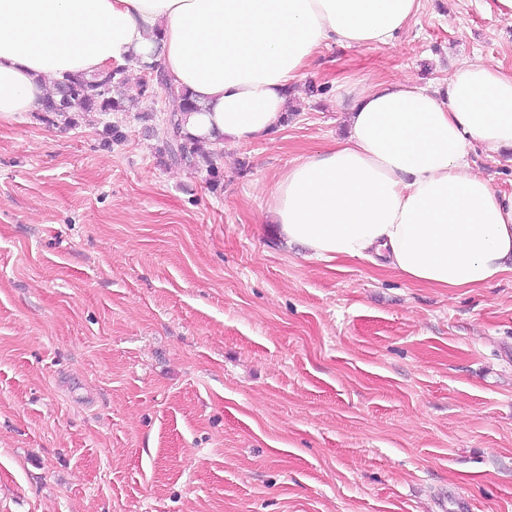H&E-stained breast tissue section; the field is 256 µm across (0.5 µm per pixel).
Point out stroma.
<instances>
[{"label": "stroma", "instance_id": "1", "mask_svg": "<svg viewBox=\"0 0 512 512\" xmlns=\"http://www.w3.org/2000/svg\"><path fill=\"white\" fill-rule=\"evenodd\" d=\"M512 71L493 0H422L322 48L268 139L163 153L122 112L0 117V512H512V272L428 288L324 262L268 218L356 89ZM512 192V153L469 149Z\"/></svg>", "mask_w": 512, "mask_h": 512}]
</instances>
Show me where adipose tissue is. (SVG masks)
I'll list each match as a JSON object with an SVG mask.
<instances>
[{
    "instance_id": "adipose-tissue-1",
    "label": "adipose tissue",
    "mask_w": 512,
    "mask_h": 512,
    "mask_svg": "<svg viewBox=\"0 0 512 512\" xmlns=\"http://www.w3.org/2000/svg\"><path fill=\"white\" fill-rule=\"evenodd\" d=\"M420 0H0V115L35 111L65 75L155 64L200 109L186 132L262 140L319 50L391 43ZM341 142L279 179L286 245L366 258L430 288H483L512 271V193L468 148L512 150V73L464 63L444 85L381 80L357 93Z\"/></svg>"
}]
</instances>
